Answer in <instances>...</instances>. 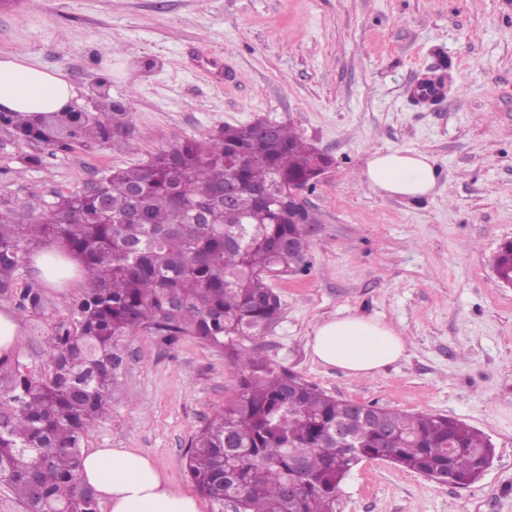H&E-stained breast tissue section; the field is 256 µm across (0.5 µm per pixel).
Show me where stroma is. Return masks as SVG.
Wrapping results in <instances>:
<instances>
[{
    "label": "stroma",
    "instance_id": "obj_1",
    "mask_svg": "<svg viewBox=\"0 0 512 512\" xmlns=\"http://www.w3.org/2000/svg\"><path fill=\"white\" fill-rule=\"evenodd\" d=\"M12 52L65 73L75 109L104 119L90 92L103 77L131 113L123 150L53 151L0 130V212L21 223L146 162L176 132L262 118L328 153L332 167L304 194L318 219L308 268L273 283L283 311L265 357L341 399L457 418L494 447L464 487L361 461L337 512H512V288L492 269L512 240V0H0V55ZM430 73L446 75L445 94L416 102ZM377 150L427 153L433 193L411 201L359 183ZM82 287L49 288L39 317L0 296L21 328L13 355L33 373H46L47 338ZM348 313L394 325L405 357L362 378L314 362V327ZM121 347L135 401L115 399L83 449H139L193 490L185 452L232 396L233 367L191 336L170 344L141 329Z\"/></svg>",
    "mask_w": 512,
    "mask_h": 512
}]
</instances>
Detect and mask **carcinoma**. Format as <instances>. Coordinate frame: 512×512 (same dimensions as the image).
Returning <instances> with one entry per match:
<instances>
[{
  "label": "carcinoma",
  "instance_id": "1",
  "mask_svg": "<svg viewBox=\"0 0 512 512\" xmlns=\"http://www.w3.org/2000/svg\"><path fill=\"white\" fill-rule=\"evenodd\" d=\"M106 125L86 122L72 139L129 144V113L109 104ZM257 123L226 124L197 140L173 134L172 144L148 162L117 167L97 190L61 195L31 224L0 214V296L33 241L55 244L80 263L85 287L69 305V319L53 327L47 374L0 357V477L24 512L67 506L100 512L94 490L81 477V444L111 411L120 391V340L139 329L175 343L192 336L219 348L238 374L234 396L200 428L186 451L197 491L214 504L239 503V512H336L340 485L364 459L389 455L398 468L428 478L441 474L466 486L483 473L493 448L477 429L441 414L409 413L372 405L379 426L348 415L334 397L263 355L282 302L270 273L305 264L309 247L288 262V240L303 224L288 221V207L260 198L273 179L310 174L317 148L289 124L266 136ZM235 157L240 165L230 163ZM237 191L231 209L219 196ZM137 194L140 221L123 218ZM112 210L106 215L98 194ZM51 305L27 288L18 307L36 315ZM356 427L355 443L338 449L336 424ZM453 453H447L448 446ZM300 487L293 499L285 488Z\"/></svg>",
  "mask_w": 512,
  "mask_h": 512
}]
</instances>
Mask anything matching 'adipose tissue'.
<instances>
[{
	"mask_svg": "<svg viewBox=\"0 0 512 512\" xmlns=\"http://www.w3.org/2000/svg\"><path fill=\"white\" fill-rule=\"evenodd\" d=\"M74 85L61 73L19 53L0 56V110L32 118L69 111ZM379 195L417 200L437 183L430 157L418 151H377L360 173ZM314 361L351 377L384 370L406 354V341L391 324L346 314L316 325L309 340ZM83 480L106 512H200L198 500L173 487L154 460L135 448H93L83 458Z\"/></svg>",
	"mask_w": 512,
	"mask_h": 512,
	"instance_id": "ef3b65f1",
	"label": "adipose tissue"
}]
</instances>
